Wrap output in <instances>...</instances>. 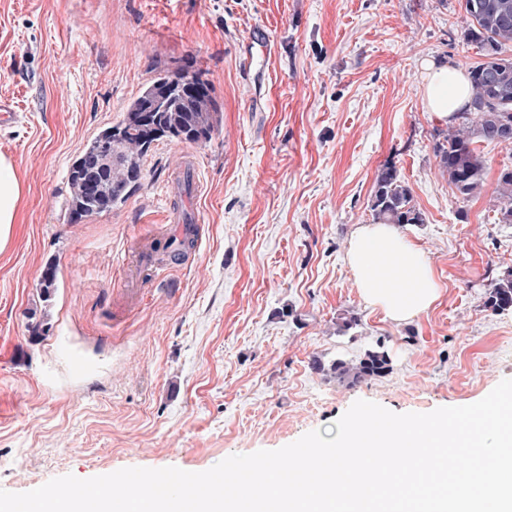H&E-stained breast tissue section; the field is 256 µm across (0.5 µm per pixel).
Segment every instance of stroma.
<instances>
[{
	"label": "stroma",
	"mask_w": 512,
	"mask_h": 512,
	"mask_svg": "<svg viewBox=\"0 0 512 512\" xmlns=\"http://www.w3.org/2000/svg\"><path fill=\"white\" fill-rule=\"evenodd\" d=\"M461 5L0 0V97L19 111L0 153L25 188L0 252V489L126 467L201 472L312 430L334 438L359 399L426 413L512 379V311L484 306L486 284L512 270L495 192L512 145L480 144L483 188L462 198L435 155L447 127L422 96L423 60H481ZM258 27L270 56L245 48ZM164 70L210 82L211 140L156 142L124 203L71 221L70 165ZM388 163L424 218L400 230L441 287L400 324L366 307L346 262ZM180 220L199 225L197 245L174 246ZM379 343L385 376L347 385L311 368Z\"/></svg>",
	"instance_id": "obj_1"
}]
</instances>
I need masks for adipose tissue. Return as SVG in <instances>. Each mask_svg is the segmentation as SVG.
Listing matches in <instances>:
<instances>
[{"instance_id":"obj_1","label":"adipose tissue","mask_w":512,"mask_h":512,"mask_svg":"<svg viewBox=\"0 0 512 512\" xmlns=\"http://www.w3.org/2000/svg\"><path fill=\"white\" fill-rule=\"evenodd\" d=\"M425 107L439 122L453 123L469 109L470 83L463 70L435 60L424 61ZM23 198L12 160L0 153V252L9 245ZM347 262L365 304L395 323L414 320L438 299L440 288L422 250L393 224L358 225L352 232Z\"/></svg>"}]
</instances>
